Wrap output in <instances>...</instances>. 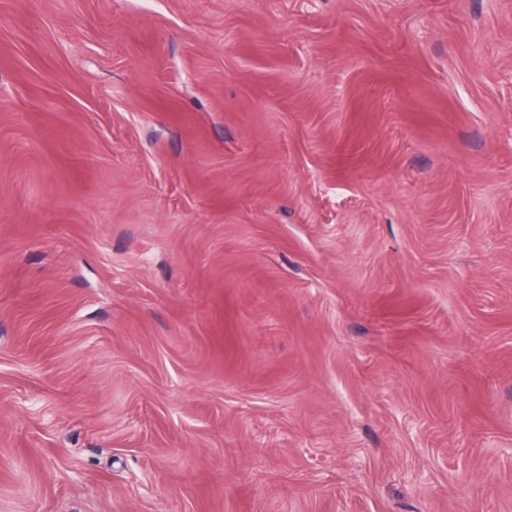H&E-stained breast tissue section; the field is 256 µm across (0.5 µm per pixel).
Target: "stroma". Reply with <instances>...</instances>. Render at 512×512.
Listing matches in <instances>:
<instances>
[{
	"instance_id": "35a3bbf8",
	"label": "stroma",
	"mask_w": 512,
	"mask_h": 512,
	"mask_svg": "<svg viewBox=\"0 0 512 512\" xmlns=\"http://www.w3.org/2000/svg\"><path fill=\"white\" fill-rule=\"evenodd\" d=\"M0 512H512V0H0Z\"/></svg>"
}]
</instances>
